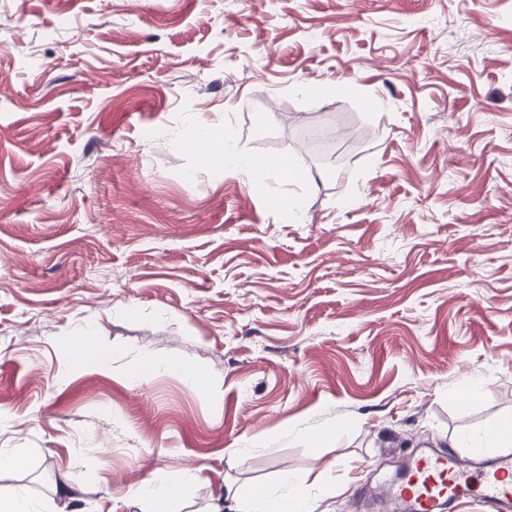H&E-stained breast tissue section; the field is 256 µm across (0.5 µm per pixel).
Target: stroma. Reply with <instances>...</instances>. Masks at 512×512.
<instances>
[{
	"mask_svg": "<svg viewBox=\"0 0 512 512\" xmlns=\"http://www.w3.org/2000/svg\"><path fill=\"white\" fill-rule=\"evenodd\" d=\"M200 124L299 178L254 194ZM510 418L512 0H0V449L38 451L0 485L142 512L190 466L207 512L291 472L381 512ZM72 359L76 364L92 362L100 367L108 365L109 357L98 346L94 334L89 329H83L70 344ZM173 371L178 372L188 379L196 380L199 378L198 371L185 367L183 365L161 363L157 361L150 354H144L140 360V367L138 373L134 376L135 380H138L145 376H151L160 372Z\"/></svg>",
	"mask_w": 512,
	"mask_h": 512,
	"instance_id": "35a3bbf8",
	"label": "stroma"
}]
</instances>
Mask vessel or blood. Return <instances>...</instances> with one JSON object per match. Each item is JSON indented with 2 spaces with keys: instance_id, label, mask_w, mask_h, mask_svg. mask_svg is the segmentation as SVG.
<instances>
[{
  "instance_id": "vessel-or-blood-1",
  "label": "vessel or blood",
  "mask_w": 512,
  "mask_h": 512,
  "mask_svg": "<svg viewBox=\"0 0 512 512\" xmlns=\"http://www.w3.org/2000/svg\"><path fill=\"white\" fill-rule=\"evenodd\" d=\"M476 485L485 512H503L512 504V454L480 464L474 471L454 455L426 454L409 463L402 482L383 483L376 495L387 507L401 500L414 512H452L455 502Z\"/></svg>"
}]
</instances>
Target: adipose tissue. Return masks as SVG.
<instances>
[{
    "label": "adipose tissue",
    "instance_id": "ef3b65f1",
    "mask_svg": "<svg viewBox=\"0 0 512 512\" xmlns=\"http://www.w3.org/2000/svg\"><path fill=\"white\" fill-rule=\"evenodd\" d=\"M195 147L201 148L211 162L250 176L254 185H265L271 165L265 158L247 153L227 135H214L206 127H199L192 135ZM192 471L170 470L163 483L148 479L137 487L133 495L149 507V512H178L185 487L194 480ZM307 480L286 473L277 489L241 494L233 485H225L224 501L214 503L211 512H223L225 501H232L235 512H318L319 502L305 493Z\"/></svg>",
    "mask_w": 512,
    "mask_h": 512
}]
</instances>
